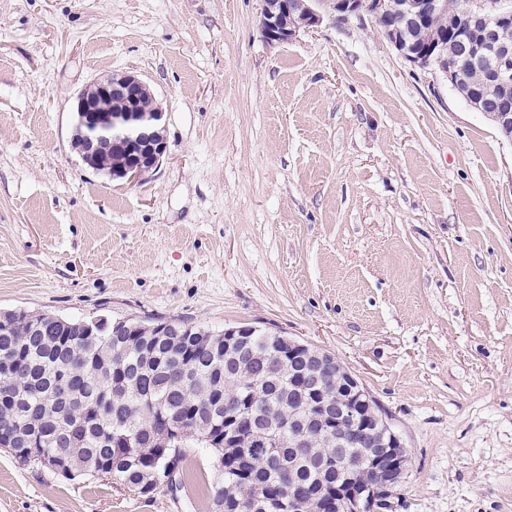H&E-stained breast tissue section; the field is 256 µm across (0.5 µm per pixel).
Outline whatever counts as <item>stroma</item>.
<instances>
[{"label":"stroma","instance_id":"1","mask_svg":"<svg viewBox=\"0 0 512 512\" xmlns=\"http://www.w3.org/2000/svg\"><path fill=\"white\" fill-rule=\"evenodd\" d=\"M261 0H0V312L280 330L334 354L410 452L392 512H512V141L370 20L268 45ZM131 72L167 152L131 184L72 146ZM0 449V512H212Z\"/></svg>","mask_w":512,"mask_h":512}]
</instances>
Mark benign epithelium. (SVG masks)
Instances as JSON below:
<instances>
[{"instance_id":"1","label":"benign epithelium","mask_w":512,"mask_h":512,"mask_svg":"<svg viewBox=\"0 0 512 512\" xmlns=\"http://www.w3.org/2000/svg\"><path fill=\"white\" fill-rule=\"evenodd\" d=\"M262 2L258 28L269 45L288 42L318 27L325 10L334 13L336 20L341 22L367 17L378 25L383 36L407 62L442 73L453 86L464 81L463 70L448 64L446 38L432 32L428 38L430 44L420 48L409 36L410 29L423 26L433 17L447 15L448 0H398L402 25L393 27L383 22L386 0ZM459 4L454 20L456 42L467 52L475 47L472 42L474 37L493 46L494 53L488 57L490 70L495 83L508 90L512 87V46L498 43L495 38L497 29L512 25V3L509 0H459ZM139 97H151L149 86L132 74H116L95 80L76 94L73 138L88 167L99 170L98 148L103 141L142 145L141 151L133 156L129 164L112 172L114 177L134 183L160 165L167 151L166 141L159 132L164 117L162 107L153 103L144 110L129 105L121 110L112 107L118 99L125 101ZM489 111L501 126L512 127V106L498 102ZM286 343L288 355L297 361L314 358L323 367L336 366V376L340 380L336 392H326L319 385H314L315 391L320 393L317 406L334 414L336 437H341L349 427L359 426V405L367 407L366 417L382 423L381 429L369 432L372 448L366 457L374 472L373 479L367 482L355 477L350 479L349 484L336 491L332 509L336 512H383L388 506V494L403 483L408 470V454L401 436L394 430L389 418L378 413L377 401L334 355L291 338ZM252 439L261 441V445L267 448L266 457L274 463L278 462L275 449L280 447V441L277 436L268 430H259Z\"/></svg>"}]
</instances>
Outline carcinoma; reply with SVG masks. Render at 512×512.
Segmentation results:
<instances>
[{"label": "carcinoma", "mask_w": 512, "mask_h": 512, "mask_svg": "<svg viewBox=\"0 0 512 512\" xmlns=\"http://www.w3.org/2000/svg\"><path fill=\"white\" fill-rule=\"evenodd\" d=\"M427 28L446 36L449 60L465 73L461 92L491 89L487 68L456 48L448 19H432ZM113 324L108 316L0 315V443L38 429L40 447L20 451L36 459L56 455L75 477L103 472L149 496L157 488H144L143 472L169 455V449L151 445L152 433L165 430V421L153 414V403L162 401L165 417L186 422L189 430L172 458L180 487L194 479L186 449L202 444L222 455L220 479L211 487L213 512H225L226 506L231 512H262L270 496L286 502L302 489L331 488L359 474L352 465L368 443L357 432L339 443L315 433L311 446L290 447L288 419L307 418L311 411L305 407V383L288 366L276 333L254 330L252 346L228 359L224 345L213 344L206 329L184 325L181 343L156 346L149 341L152 328L117 333ZM239 366L260 393L242 420L243 434H250L253 423L279 431V465L265 461L264 449L252 444L243 450L208 441L224 438V419L235 413L224 371ZM325 456H338L342 464L324 469Z\"/></svg>", "instance_id": "carcinoma-1"}]
</instances>
